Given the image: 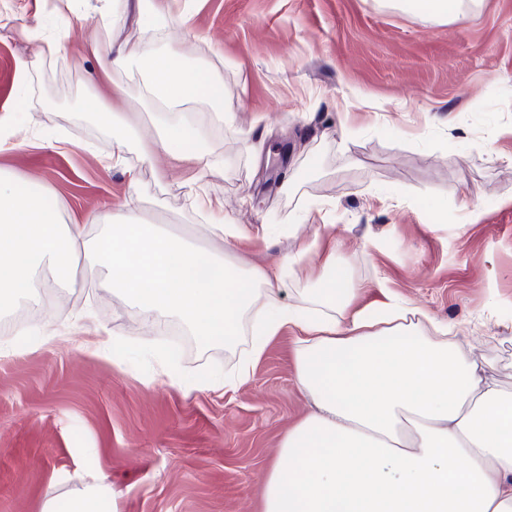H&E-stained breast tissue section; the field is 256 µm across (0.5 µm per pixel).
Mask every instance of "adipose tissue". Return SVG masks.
<instances>
[{"mask_svg":"<svg viewBox=\"0 0 512 512\" xmlns=\"http://www.w3.org/2000/svg\"><path fill=\"white\" fill-rule=\"evenodd\" d=\"M90 48L108 61L103 75L140 66L145 96L160 110L147 141L123 113L92 96L88 110L116 131L112 161L133 145L148 161L157 148L185 143L198 167L188 186L196 188L214 162L194 128L165 115L201 98L221 104L222 80L184 66L176 46L94 41ZM196 200L220 253L107 208L81 224L61 223L44 191L0 175V315L21 289L38 303L40 269L63 287H82L74 268L84 254L104 269L102 287L131 308L177 319L201 342L233 346L243 318L253 316L250 348L238 365L184 386L237 390L275 336H296V386L313 410L282 438L280 460L261 487L262 512H512V391L463 348L457 325L383 284L379 298L367 300L368 287L350 275L348 262L321 247L334 237L331 224L280 263L246 266L236 248L247 229L225 219L219 200L205 193ZM308 263L319 270L312 287L296 303L280 304L285 278Z\"/></svg>","mask_w":512,"mask_h":512,"instance_id":"ef3b65f1","label":"adipose tissue"}]
</instances>
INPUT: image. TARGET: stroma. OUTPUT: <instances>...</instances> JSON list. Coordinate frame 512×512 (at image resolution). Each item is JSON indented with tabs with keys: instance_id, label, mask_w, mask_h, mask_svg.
<instances>
[{
	"instance_id": "35a3bbf8",
	"label": "stroma",
	"mask_w": 512,
	"mask_h": 512,
	"mask_svg": "<svg viewBox=\"0 0 512 512\" xmlns=\"http://www.w3.org/2000/svg\"><path fill=\"white\" fill-rule=\"evenodd\" d=\"M135 0H0V113L29 145L0 152V170L47 187L63 221L127 200L136 167L140 217L179 232L203 219L187 195L196 173L163 149L104 168L114 131L84 108L100 94L153 137L145 75L134 66L96 82L89 40L137 46ZM153 42H180L185 63L218 75L224 105L192 103L177 120L197 127L219 164L208 192L224 215L255 230L310 218L295 235L241 248L270 265L336 227V255H354L357 280H383L437 320L466 325V342L512 389V0H481L438 23L385 0H168ZM108 12L119 29L103 27ZM68 30L65 52L34 58L25 30ZM205 40H195V33ZM70 141L66 151L38 147ZM479 206L476 223L465 206ZM33 329L90 310L111 332L114 358L93 333L33 348L11 337L0 356V512H66L97 482L117 491L116 512H261L260 488L288 429L312 410L295 383L293 334L276 337L251 380L233 392L187 391L162 374L167 337L109 289L50 288ZM250 343L191 342L175 357L190 376L223 373Z\"/></svg>"
}]
</instances>
